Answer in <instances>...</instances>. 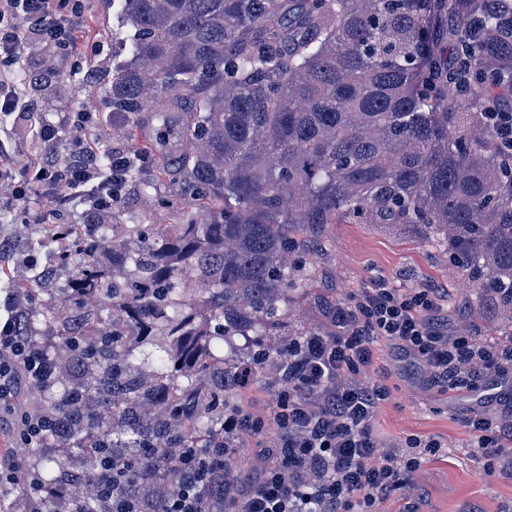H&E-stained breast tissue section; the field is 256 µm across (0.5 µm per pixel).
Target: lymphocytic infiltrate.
<instances>
[{
	"label": "lymphocytic infiltrate",
	"instance_id": "obj_1",
	"mask_svg": "<svg viewBox=\"0 0 512 512\" xmlns=\"http://www.w3.org/2000/svg\"><path fill=\"white\" fill-rule=\"evenodd\" d=\"M82 0H0V113L25 105L16 74L30 35L53 43L66 57L92 55L99 44L78 46L76 24ZM92 112H75L64 159L48 165L35 157L17 165L14 145L0 131V222L14 220L31 192L49 209L37 223H57L62 213L110 211L126 195L131 151L99 147L85 136ZM442 296L431 288H397L388 282L350 296L336 306L332 326L289 340L287 356L268 389L272 411L253 416L239 410L224 415L228 446L205 455L180 451L173 459L180 488L165 500L163 512H207L209 493L222 495L225 512H382L395 492L410 487L438 440L409 436L402 449L384 447L373 420L390 396L387 387L366 382L374 345L384 342L398 356L417 364L429 383L449 393L479 391L486 378L501 386L500 414L476 413L465 426L471 446L493 475L512 465V350L478 343L451 328L442 314ZM29 309L14 289L0 298V411L20 423L22 447L37 448L49 429L18 398L21 385L42 390L57 376L54 359L29 335ZM266 439L249 450L244 438ZM249 459L237 470L229 454ZM19 469L16 454L0 458V512H40L58 497L41 478L31 477L25 499H9Z\"/></svg>",
	"mask_w": 512,
	"mask_h": 512
}]
</instances>
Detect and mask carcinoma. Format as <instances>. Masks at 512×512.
<instances>
[{"label": "carcinoma", "mask_w": 512, "mask_h": 512, "mask_svg": "<svg viewBox=\"0 0 512 512\" xmlns=\"http://www.w3.org/2000/svg\"><path fill=\"white\" fill-rule=\"evenodd\" d=\"M112 70L129 178L176 194L172 224H56L43 316L66 422L35 456L49 512H112V462L160 512L179 448L224 447L235 378L327 327L336 295L307 261L327 224L408 226L478 285L512 337V0H123ZM109 256L112 271L100 260ZM310 293L317 325L289 313ZM164 339L159 354L146 351Z\"/></svg>", "instance_id": "cac0c4a2"}]
</instances>
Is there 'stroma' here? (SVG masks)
<instances>
[{"instance_id": "obj_1", "label": "stroma", "mask_w": 512, "mask_h": 512, "mask_svg": "<svg viewBox=\"0 0 512 512\" xmlns=\"http://www.w3.org/2000/svg\"><path fill=\"white\" fill-rule=\"evenodd\" d=\"M126 35L112 0H86L80 41H99L103 53L86 58L75 76L73 90H66L54 68L64 61L55 47L39 37H30L22 56L19 77L27 91V109L37 115L28 120L17 115L0 119L20 150V160L37 154L38 122L58 127L69 138L71 112L87 107L109 111L107 90L112 80V42ZM51 73L48 83L38 77ZM315 249L313 260L336 284L340 299L372 287L382 279L398 288H435L447 295L444 308L452 325L478 333L467 311L475 298L473 284L448 262L439 249L421 240L412 230H389L374 224H329ZM373 368L367 378L389 386L392 396L379 410L375 430L379 439L393 445L411 435L442 442V451L429 457L416 474L412 492L394 494L385 503L386 512H401L408 494L423 496L422 512H512V477H489L485 461L474 455L465 427L468 416L480 410L476 393L450 395L430 385L409 361L392 356L377 346Z\"/></svg>"}]
</instances>
